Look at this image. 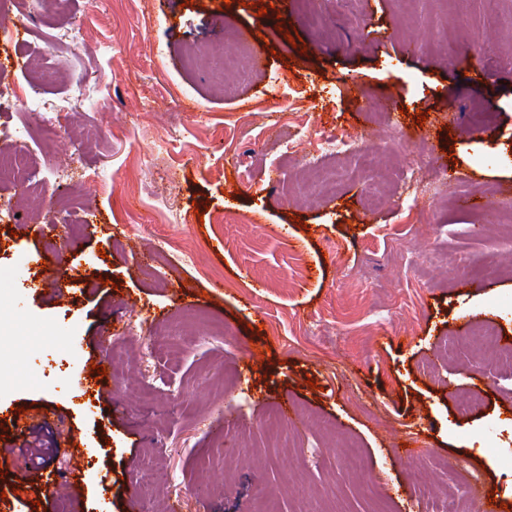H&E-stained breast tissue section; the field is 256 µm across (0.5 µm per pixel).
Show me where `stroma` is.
<instances>
[{"instance_id": "obj_1", "label": "stroma", "mask_w": 512, "mask_h": 512, "mask_svg": "<svg viewBox=\"0 0 512 512\" xmlns=\"http://www.w3.org/2000/svg\"><path fill=\"white\" fill-rule=\"evenodd\" d=\"M316 2L317 26L301 0L10 8L0 150L27 129L35 179L26 195L0 179V348L15 353L0 376L13 450L0 512H427V481L458 512H485L469 473L512 512V223L461 204L512 197V66L498 63L512 0L491 16L483 0ZM62 26L74 35L60 43ZM241 42L275 50L265 71L182 67ZM78 78L62 126L19 109ZM336 135L382 154L386 180L346 153L322 159L334 194L313 190L307 159ZM60 248L64 265L27 262ZM100 355L106 390L83 400L74 378ZM476 389L483 404L458 415ZM285 395L299 425L278 413ZM18 408L59 473L83 448L75 490L40 492ZM405 441L415 455L398 454ZM448 457L459 475L440 473Z\"/></svg>"}]
</instances>
